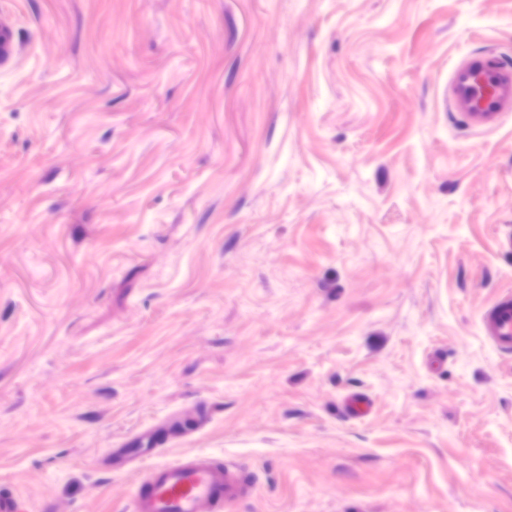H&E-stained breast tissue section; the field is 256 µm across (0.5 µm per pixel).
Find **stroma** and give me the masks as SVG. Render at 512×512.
Listing matches in <instances>:
<instances>
[{"label": "stroma", "mask_w": 512, "mask_h": 512, "mask_svg": "<svg viewBox=\"0 0 512 512\" xmlns=\"http://www.w3.org/2000/svg\"><path fill=\"white\" fill-rule=\"evenodd\" d=\"M0 493L130 512H512V115L447 111L512 0H0ZM370 398L353 418L346 396ZM480 327L484 340L496 351L512 352V293L493 299L481 312ZM252 488L242 467L222 466L205 455H190L150 465L132 489V511H232Z\"/></svg>", "instance_id": "35a3bbf8"}]
</instances>
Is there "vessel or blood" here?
<instances>
[{"label": "vessel or blood", "instance_id": "obj_1", "mask_svg": "<svg viewBox=\"0 0 512 512\" xmlns=\"http://www.w3.org/2000/svg\"><path fill=\"white\" fill-rule=\"evenodd\" d=\"M446 108L470 129H496L512 112V60L473 52L448 74ZM484 340L496 351L512 352V293L493 299L480 315ZM239 466L219 465L190 455L150 465L131 492L132 512H233L252 492Z\"/></svg>", "mask_w": 512, "mask_h": 512}]
</instances>
